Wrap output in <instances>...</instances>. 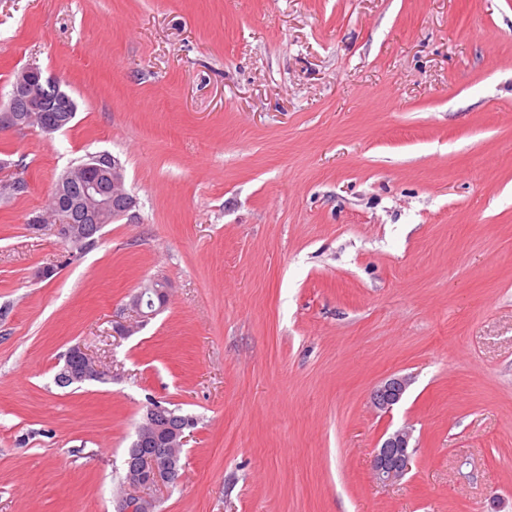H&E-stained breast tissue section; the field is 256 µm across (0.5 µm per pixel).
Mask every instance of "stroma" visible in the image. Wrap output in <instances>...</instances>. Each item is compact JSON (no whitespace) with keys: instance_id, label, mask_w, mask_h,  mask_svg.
Here are the masks:
<instances>
[{"instance_id":"1","label":"stroma","mask_w":512,"mask_h":512,"mask_svg":"<svg viewBox=\"0 0 512 512\" xmlns=\"http://www.w3.org/2000/svg\"><path fill=\"white\" fill-rule=\"evenodd\" d=\"M29 64L77 112L0 131V512H115L152 402L198 419L158 512H512V0H0V100ZM99 154L132 210L31 232ZM61 91H63V90H61ZM63 92H65L67 97L69 98L71 107H73V108H75V110H77V105H76L75 101L73 100V98L66 91H63ZM71 107L69 108L67 106V104L62 103L59 106H57V108L54 110V112H59V113L53 114V112H43L46 114V116H50L51 114H53L52 118L47 119L43 114H40L38 123H37V127H39L40 130H42L43 132H46V133H53L60 129L65 128L73 120L72 119L70 121L71 115L69 113H67V112H75ZM64 125H66V126L63 127ZM166 288L167 287L165 283L155 279H149L147 283H143L141 285V289L136 294H134L130 300L129 312L131 313V317H134L135 319H140L143 317V298L150 292L154 293L158 297L160 305H163L167 295ZM73 362L82 365L81 369L75 368ZM58 374L55 376V383L61 387L92 380L102 381L107 376V373L95 363L93 358L80 345L73 346L68 351L59 374L60 382L58 381ZM411 379L405 376H393L382 382L371 394V402L375 409L391 412L405 394ZM411 437V431L402 428L390 434L381 446L376 448L372 471L378 482H396L408 473L413 455Z\"/></svg>"}]
</instances>
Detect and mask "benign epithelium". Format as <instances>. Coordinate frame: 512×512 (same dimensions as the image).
<instances>
[{
    "label": "benign epithelium",
    "instance_id": "1",
    "mask_svg": "<svg viewBox=\"0 0 512 512\" xmlns=\"http://www.w3.org/2000/svg\"><path fill=\"white\" fill-rule=\"evenodd\" d=\"M55 85L54 79L34 65L23 67L12 85L7 108L0 111V127L26 129L28 122L21 120L22 112H37L39 105L48 99L46 87ZM71 108L62 103L56 108V114L48 119L39 115L37 127L46 133L63 128L70 121ZM77 183L82 190V211L86 224L79 226L71 223L67 214L73 208L68 187ZM49 198L54 213L57 214L54 232L66 242L71 238H89L96 231V225L102 223V215L119 202L123 211L134 206L133 198L125 188L124 167L116 157L107 160L105 156L92 159L59 180L50 192ZM154 293L160 303H165L166 284L155 279L141 285V289L132 296L129 303L131 316L143 317L142 302L148 293ZM107 373L95 363L93 358L79 345L72 347L59 374L63 385L102 381ZM411 384L405 376H393L371 394L375 409L389 413L397 405ZM190 432L189 422L182 416L149 406L142 414L137 430V442L144 452L125 462L124 490L119 498L120 512H155L158 499L149 491L173 481L179 456L174 449L182 447ZM412 433L402 428L389 435L375 450L372 471L380 483L396 482L409 471L413 455Z\"/></svg>",
    "mask_w": 512,
    "mask_h": 512
}]
</instances>
